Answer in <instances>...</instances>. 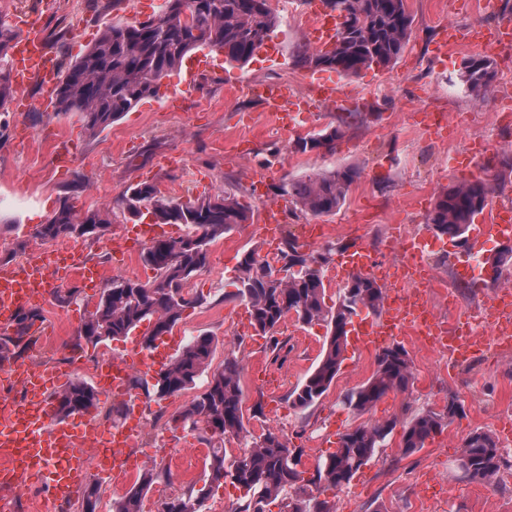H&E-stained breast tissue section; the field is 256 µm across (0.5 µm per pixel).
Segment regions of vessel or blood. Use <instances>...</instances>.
I'll return each instance as SVG.
<instances>
[{
	"label": "vessel or blood",
	"mask_w": 512,
	"mask_h": 512,
	"mask_svg": "<svg viewBox=\"0 0 512 512\" xmlns=\"http://www.w3.org/2000/svg\"><path fill=\"white\" fill-rule=\"evenodd\" d=\"M306 8L313 20L309 39L315 49L332 45L338 30V20L328 12L321 0H307ZM22 37L14 52L12 74L19 88L40 84L42 106H49L59 80L56 55L48 47L43 33L44 19L39 15H24L18 21ZM217 70L210 58L201 55L193 60L187 78L173 100L194 91L200 76ZM315 89L320 100L340 105L348 94L329 78H317ZM252 95L271 109H278L284 96L280 85L263 83L253 85ZM476 240L512 237V206L494 207L490 216L476 219L473 226ZM363 272L378 282L395 288L412 280L414 269L407 265L377 262L361 245H353L336 262L337 278L354 272ZM72 282L81 288L94 289L101 284L98 265L77 261L68 269L54 266L47 256H40L24 264L0 267V335L13 333L14 313L30 306L34 287H63ZM422 305L417 296H409L405 303H385L375 320L358 325L351 331L355 348H382L390 345L399 332L417 328L426 336H435V324L417 323L415 315ZM486 305L488 322L496 335H512V296L494 294ZM177 345L172 337L160 338L148 348L139 347L123 355L104 358L100 373L106 394L128 396L133 373L148 376L162 368ZM0 378L18 384L20 397L0 402V490L14 493L33 480L50 476L48 501L59 507L75 497L92 468L105 463L112 471V490L120 492L133 470L125 463L123 451L131 447L134 437L131 425L138 416L128 412L126 423L117 427L101 425L94 413H82L79 419L61 415L58 397L68 384L66 376L33 368L30 364L10 357L0 359Z\"/></svg>",
	"instance_id": "b4317fda"
}]
</instances>
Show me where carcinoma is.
Here are the masks:
<instances>
[{
    "instance_id": "1",
    "label": "carcinoma",
    "mask_w": 512,
    "mask_h": 512,
    "mask_svg": "<svg viewBox=\"0 0 512 512\" xmlns=\"http://www.w3.org/2000/svg\"><path fill=\"white\" fill-rule=\"evenodd\" d=\"M340 20L336 41L329 51L316 50L306 42L296 43L290 59L307 70H329L354 76L363 70L386 68L402 56L412 33L413 17L405 0H323ZM280 26L279 16L269 0H163L153 16L145 21L109 23L99 37L70 65L60 83L54 110L74 112L91 136H97L141 102L159 94L161 81L178 69L185 57L208 48L221 52L230 62H247ZM17 31L0 16V111H8L15 89L8 67V50ZM459 84L470 96L479 98L494 78L492 61L474 55L458 70ZM353 123L340 119L309 139L294 142L296 152L313 150L328 155L352 129ZM354 165L327 172H314L291 179L281 192L291 196L301 209L312 215H332L344 204L351 186L359 179ZM512 183V156L502 157L494 178L473 177L451 181L442 188L429 211L426 224L439 237L466 242L477 216L483 214L493 196ZM153 202L150 221L155 224L184 225L187 232L159 240L147 247L143 262L156 271L153 281L113 279L102 290L93 312L83 321L77 340L94 346L129 335L148 323L142 342L146 347L173 330L186 309L203 302L204 297L186 290L188 281L203 270L209 260L210 245L234 228L252 220V210L231 195L217 192L196 199L179 201L161 194L152 182L130 185L118 201L131 219H142L140 201ZM112 224V209L78 210L64 198L53 215L33 228L32 237L44 243L61 238L105 237ZM332 248L323 253L307 252L289 236L280 250V271L261 259L256 250L245 252L231 296L247 302L254 327L270 335L272 350H278L275 336L290 312L298 322L321 325L326 329L318 362L304 382L291 393L293 404L306 408L316 404L336 378L348 345L343 325L354 306L360 304L377 315L386 293L364 273L351 274L336 302L326 303L322 267ZM484 263L494 269L493 283L512 268V244L501 245ZM41 310L30 308L17 315L15 335L0 336V355L21 356V343L29 335ZM214 339L201 334L160 370L153 389L159 396H172L189 388L209 366ZM242 366L236 356L224 358V367L213 373L206 389L192 399L174 418L184 428L200 431L208 446L205 468L208 483H192L165 498V512H184L189 502L194 512H202L213 485L230 481L243 491L245 503L234 512H266L269 502L281 499L280 512H335L334 505L320 500L312 489H340L375 457L386 438L397 426L390 419L360 424L338 437L336 448L318 462L309 477L296 469L303 449L291 445L280 432L266 428L254 438L252 448L226 461L224 437L247 431L244 393L240 383ZM412 362L404 346L393 344L376 357V367L366 383L345 396L344 404L362 414L389 392L405 393L413 383ZM98 392L83 381L73 382L60 395L64 416L99 408ZM465 414L457 397H448L446 413L425 411L402 424L400 448L405 455L420 449L445 421ZM460 458L463 476L472 482L492 484L502 458L495 437L483 430L471 431L463 440ZM170 484L168 468L152 465L138 476L125 493L112 501V512H142L145 495L157 484ZM101 486L86 485L81 494V512H96Z\"/></svg>"
}]
</instances>
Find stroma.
<instances>
[{"label":"stroma","mask_w":512,"mask_h":512,"mask_svg":"<svg viewBox=\"0 0 512 512\" xmlns=\"http://www.w3.org/2000/svg\"><path fill=\"white\" fill-rule=\"evenodd\" d=\"M97 0H56L45 16L46 30L61 29L65 36L52 44L60 67H67L97 37L103 23L147 19L161 0H122L116 9L100 10ZM414 17L409 43L401 58L383 69H368L355 77H339V84L360 103V125L348 134L332 155L294 151L297 137L318 132L336 122L335 105L317 104L296 126L281 129L265 106L250 91L253 83L266 81L287 85L293 97L309 98L314 85L310 71L294 67L288 51L306 38L300 21L305 9L299 0L291 13L283 14L274 36L245 64L219 59L223 82L207 83L189 95L183 106H168L170 92L180 87L185 72L177 70L162 81L158 97L126 112L98 136H90L78 114L46 112L40 106L41 90L33 84L22 92L28 109L0 113V257L14 254L16 261L41 249L31 238L35 225L46 222L66 196L76 175L88 185L74 202L77 208L105 209L131 184L157 183L174 199L195 198L218 191L260 212L278 204L287 215L284 232L303 237L307 227L321 222L325 234L308 243V250L344 240L362 243L378 259L401 260L399 248L387 237L396 224L425 230L426 215L438 191L456 180L455 161L466 152L475 133L489 131L483 154L492 160L512 154V123L503 122L502 101L512 95V46L489 51L494 78L484 96L472 99L452 86L463 60L476 55L467 39H460L448 59L434 55L445 24L465 29L474 23L498 25L512 20L502 7L488 8L484 0H407ZM446 113L454 133L436 138L424 133L413 117L420 107ZM67 145L72 163L55 164L60 145ZM352 164L361 171L346 203L333 216L314 218L276 188L284 181L312 172ZM24 250H17V243ZM440 250L430 264L439 283L431 297L434 313L453 320L460 311L479 305L485 298L486 280L472 284L456 277L458 263H478L495 252L500 242L486 241L483 248L462 247L440 238ZM73 246L86 260L101 266L107 279L124 278L150 282L154 270L138 252L113 262L106 242L75 240ZM266 254L255 224H245L224 234L210 246L205 269L187 287L203 295L204 304L187 309L173 329L181 343L200 334L211 335L215 350L206 374L187 390L173 396L136 388L135 393L151 413L148 423L130 449L145 462L168 465L171 485H157L144 498V512H156L160 500L190 483L201 482L208 449L197 432L176 426L174 417L202 393L210 373L222 369L224 359L240 360L245 408L261 403L263 414L246 418L248 437L227 438L228 455L249 447V436L263 428L280 431L304 450L305 468H314L333 451L339 435L362 423L397 419L403 422L418 412L442 411L449 396L465 408L464 417L444 425L420 451L406 455L399 433H392L376 457L342 489L319 492V499L334 503L336 512H512V484L483 485L463 477L457 468L459 445L472 430L498 434V415L512 412V351L494 365L481 360L441 368L431 349L403 339L414 372V384L404 393H390L369 412L357 414L343 403L344 395L363 384L375 369L372 349H347L329 391L313 407H294L289 394L302 383L315 364L325 339L323 326H306L288 316L279 326L283 347L271 351L267 336L255 330L246 302L233 298V280L244 252ZM89 301L80 296L66 307L42 305V322L50 333L37 337L24 359L31 365L60 368L73 357L83 359L77 377L95 384L103 357L120 355L138 342L137 333L95 346L76 345L75 336L87 316Z\"/></svg>","instance_id":"35a3bbf8"}]
</instances>
